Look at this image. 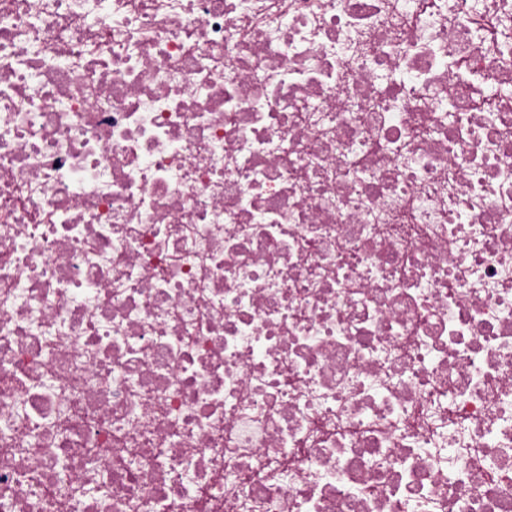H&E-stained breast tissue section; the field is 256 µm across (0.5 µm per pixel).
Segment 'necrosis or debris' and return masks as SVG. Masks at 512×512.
Masks as SVG:
<instances>
[{"label":"necrosis or debris","mask_w":512,"mask_h":512,"mask_svg":"<svg viewBox=\"0 0 512 512\" xmlns=\"http://www.w3.org/2000/svg\"><path fill=\"white\" fill-rule=\"evenodd\" d=\"M0 512H512V0H0Z\"/></svg>","instance_id":"obj_1"}]
</instances>
